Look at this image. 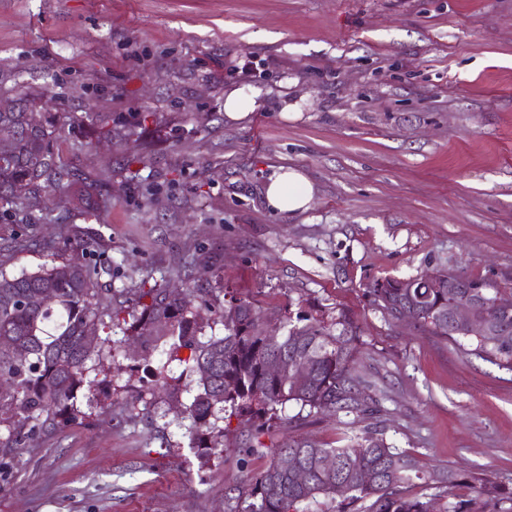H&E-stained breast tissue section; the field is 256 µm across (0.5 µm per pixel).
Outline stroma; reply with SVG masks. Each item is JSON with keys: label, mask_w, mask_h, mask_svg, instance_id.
Instances as JSON below:
<instances>
[{"label": "stroma", "mask_w": 512, "mask_h": 512, "mask_svg": "<svg viewBox=\"0 0 512 512\" xmlns=\"http://www.w3.org/2000/svg\"><path fill=\"white\" fill-rule=\"evenodd\" d=\"M235 89L257 98L237 121L224 114ZM21 97L63 114L61 156L111 171L112 206L102 224L0 211L1 269L63 261L86 238L116 307L193 254L214 295L345 311L388 443L512 488V371L365 295L450 268L512 296V0H0V103ZM90 112L136 130L101 140ZM288 166L315 190L290 216L264 197ZM97 334L118 349L78 394L85 419L0 459V512H224L239 435L220 456L192 447L194 375L166 345ZM158 369L168 389L152 395ZM285 415L267 446L301 433L343 446L366 425Z\"/></svg>", "instance_id": "obj_1"}]
</instances>
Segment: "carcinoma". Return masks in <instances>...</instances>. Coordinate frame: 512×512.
I'll list each match as a JSON object with an SVG mask.
<instances>
[{
	"label": "carcinoma",
	"instance_id": "carcinoma-1",
	"mask_svg": "<svg viewBox=\"0 0 512 512\" xmlns=\"http://www.w3.org/2000/svg\"><path fill=\"white\" fill-rule=\"evenodd\" d=\"M88 118L100 136H122V129L112 127V113L90 112ZM3 131L12 141L9 154L0 155V208L27 224H47L52 218L44 197L63 193L67 218L102 223L112 203V175L86 170L55 151L65 124L50 112H29L20 105L0 112ZM89 247L90 242L78 240L71 259L35 271L0 269V427L8 429L7 441L0 443L3 457L34 434L61 430L83 416L78 392L92 384L91 372L114 352L84 340L88 326L106 318L118 325L123 313L101 301L96 264L86 259ZM200 292L189 288L177 296L157 284L141 288L135 291L131 316L134 340L142 348L168 338L169 360L196 376L197 393L186 407L190 441L223 454L235 418L252 425L240 449V469L251 456H270L265 468L246 472L227 512H299V505L319 496L334 503L333 512H502L500 504L512 502L511 490L485 478L463 481L451 470L421 469L412 456L391 446L376 424L338 448L304 435L278 448L265 445L261 435L286 420L289 404L310 415L345 412L363 418L378 412V401L365 393L356 373L360 333L342 311L331 319L305 310L293 317L233 295L216 310L224 335L203 340L199 313L188 299ZM467 292L410 285L399 278L376 280L366 288L371 303L387 316L414 305L422 331L512 370V317L504 335L494 338L468 336L449 324V309ZM43 294L54 302L38 305ZM277 357L307 365L310 382L298 385L286 372L268 374L266 365ZM327 457L336 460L335 468L324 467ZM363 469L373 471V482H364ZM462 482L470 489L468 499L451 507L437 508L433 500L410 493L416 484L451 489Z\"/></svg>",
	"mask_w": 512,
	"mask_h": 512
}]
</instances>
